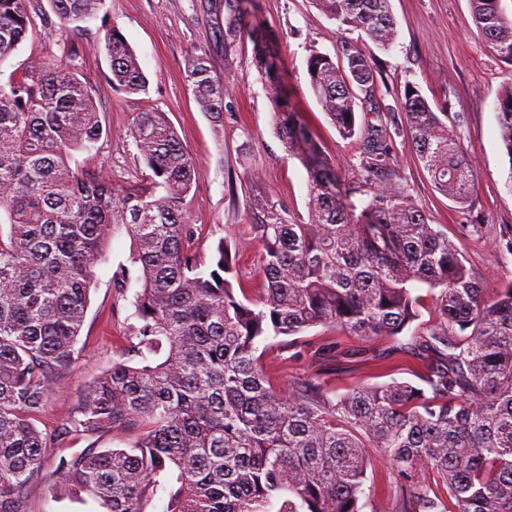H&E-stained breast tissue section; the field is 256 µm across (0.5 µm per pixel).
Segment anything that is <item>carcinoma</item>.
I'll return each mask as SVG.
<instances>
[{
  "label": "carcinoma",
  "mask_w": 512,
  "mask_h": 512,
  "mask_svg": "<svg viewBox=\"0 0 512 512\" xmlns=\"http://www.w3.org/2000/svg\"><path fill=\"white\" fill-rule=\"evenodd\" d=\"M339 26L360 32L332 57L307 60L310 88L341 137L358 142L360 203L322 157L296 112L277 99L273 125L288 156L309 176V220L295 224L265 195L250 218L266 278L239 297L236 245L221 238L209 260L192 250L185 200L192 158L163 112H142L128 129L149 174L116 187L71 166L92 152L103 127L87 86L62 62H36L0 83V512L26 500L65 439L133 426L123 448L56 458L60 489L101 512H362L373 457L403 478L392 512H512V282L481 288L455 243L394 178L386 117L369 45L397 38L390 0H314ZM79 30L102 0H51ZM488 47L512 64V11L503 0H471ZM31 0H0V63L26 38ZM254 0H224V51L244 38L258 69H276L268 35L250 27ZM122 33L104 35L109 81L147 91ZM185 78L214 118L227 88L207 52L188 59ZM378 123L357 127V109ZM398 107L411 145L435 188L458 205L475 189L467 151L419 88ZM512 162V80L496 104ZM135 240L139 288L128 346L82 399L79 418L51 432L36 422L56 381L74 367L95 269L117 226ZM426 294H421V291ZM434 321L418 329L422 300ZM335 327L365 342L380 364L397 352L416 359L417 381L368 383L343 393L318 384L285 394L256 353L270 339Z\"/></svg>",
  "instance_id": "carcinoma-1"
}]
</instances>
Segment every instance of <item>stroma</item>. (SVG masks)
<instances>
[{
    "label": "stroma",
    "instance_id": "obj_1",
    "mask_svg": "<svg viewBox=\"0 0 512 512\" xmlns=\"http://www.w3.org/2000/svg\"><path fill=\"white\" fill-rule=\"evenodd\" d=\"M220 2L210 0L205 10L200 0H102L97 18L73 30L60 21L49 0H33L28 36L0 63V79L24 77L36 60L70 65L90 90L105 129L96 149L76 155L74 163L104 174L117 186L140 181L147 172L128 128L141 112L166 113L197 171L186 199L189 222L196 230L193 248L206 257L220 238L233 237L238 280L253 298L264 282L260 247L250 225L253 188L264 191L288 219L302 223L309 216L307 172L298 159L288 157L272 126L275 95L286 96L290 108L300 114L346 188L358 186L357 145L343 139L331 124L312 93L306 70L312 53H336L358 34L339 28L313 0H257L250 23L276 36L271 50L280 79L273 84L253 64L250 40H242L230 53L217 42L223 18ZM390 5L397 38L389 50L372 51L379 95L393 105L406 84L419 87L434 111L447 113L477 174L471 200L467 206L457 205L434 188L403 127L393 140L397 180L430 222L447 232L480 285L496 290L512 282V255L495 247L500 232L512 227V159L501 147L495 111L503 84L512 79V64L487 46L474 24L470 0H390ZM110 28L119 30L135 51L149 79L147 92L113 89L108 60L97 49ZM203 50L210 54L214 80L230 87L217 119L201 111L185 79L188 58ZM134 248L126 228L118 227L96 271L76 365L58 380L39 418L41 430L52 431L71 417L87 386L125 351L133 307L130 297L121 295L120 282L133 283L139 276L130 261ZM332 342L343 348V355L328 352ZM363 346L355 337L318 325L297 335L290 348L272 339L258 354L276 387L318 382L341 393L378 380V369L355 355ZM367 476L374 493L362 512H391L387 491L400 481L396 468L378 459ZM55 480L51 469H44L27 497L28 512H97L96 503L81 505L53 495Z\"/></svg>",
    "mask_w": 512,
    "mask_h": 512
}]
</instances>
